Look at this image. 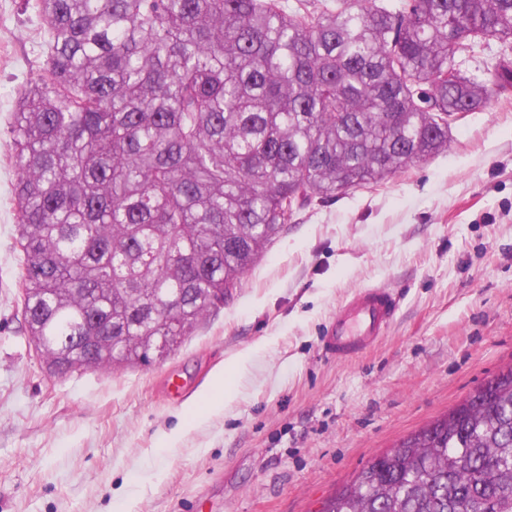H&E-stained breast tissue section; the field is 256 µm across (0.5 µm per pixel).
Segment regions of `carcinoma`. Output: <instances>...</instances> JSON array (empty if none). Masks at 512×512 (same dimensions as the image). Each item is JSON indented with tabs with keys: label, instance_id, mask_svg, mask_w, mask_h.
Wrapping results in <instances>:
<instances>
[{
	"label": "carcinoma",
	"instance_id": "cac0c4a2",
	"mask_svg": "<svg viewBox=\"0 0 512 512\" xmlns=\"http://www.w3.org/2000/svg\"><path fill=\"white\" fill-rule=\"evenodd\" d=\"M11 117L18 306L63 364L148 365L314 202L443 152L512 89V0H36ZM320 512H512V366Z\"/></svg>",
	"mask_w": 512,
	"mask_h": 512
}]
</instances>
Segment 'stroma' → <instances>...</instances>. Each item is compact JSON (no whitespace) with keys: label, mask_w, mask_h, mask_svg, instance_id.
I'll use <instances>...</instances> for the list:
<instances>
[{"label":"stroma","mask_w":512,"mask_h":512,"mask_svg":"<svg viewBox=\"0 0 512 512\" xmlns=\"http://www.w3.org/2000/svg\"><path fill=\"white\" fill-rule=\"evenodd\" d=\"M32 0H0V512H318L375 455L512 364V94L447 150L300 212L175 354L52 375L17 308L9 118L43 58ZM399 301L358 358L322 342L354 290ZM238 361L233 397L190 402ZM183 383L168 394L167 381Z\"/></svg>","instance_id":"1"}]
</instances>
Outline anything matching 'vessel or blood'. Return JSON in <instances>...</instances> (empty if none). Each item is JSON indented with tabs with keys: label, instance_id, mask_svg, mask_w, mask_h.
<instances>
[{
	"label": "vessel or blood",
	"instance_id": "b4317fda",
	"mask_svg": "<svg viewBox=\"0 0 512 512\" xmlns=\"http://www.w3.org/2000/svg\"><path fill=\"white\" fill-rule=\"evenodd\" d=\"M397 307L388 289H357L337 310L323 341L324 352L339 359L360 356L394 319Z\"/></svg>",
	"mask_w": 512,
	"mask_h": 512
}]
</instances>
